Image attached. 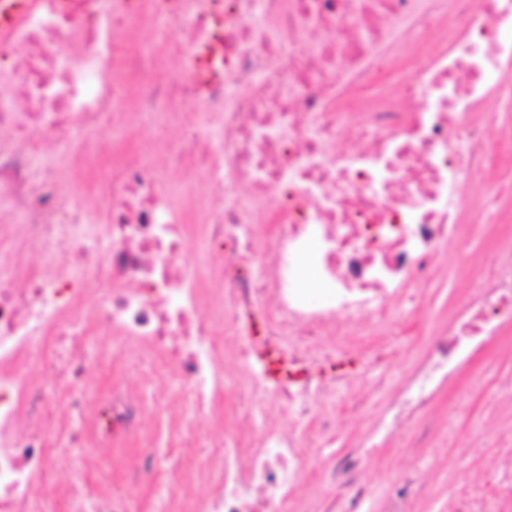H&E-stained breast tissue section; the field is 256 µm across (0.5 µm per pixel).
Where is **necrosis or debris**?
Instances as JSON below:
<instances>
[{
    "label": "necrosis or debris",
    "mask_w": 512,
    "mask_h": 512,
    "mask_svg": "<svg viewBox=\"0 0 512 512\" xmlns=\"http://www.w3.org/2000/svg\"><path fill=\"white\" fill-rule=\"evenodd\" d=\"M27 2L0 24V512H127L55 481L75 442L137 447L124 480H151L153 512H289L314 482L342 486L317 512H370V460L512 328L502 178L481 288L353 448L310 456L336 430L326 399L357 419L377 389L347 348L359 326L388 359L394 307L422 310L411 283L469 239L465 187L512 141V0ZM149 125L176 136L139 150ZM425 488L409 470L371 512H421ZM443 512H512V439Z\"/></svg>",
    "instance_id": "necrosis-or-debris-1"
}]
</instances>
